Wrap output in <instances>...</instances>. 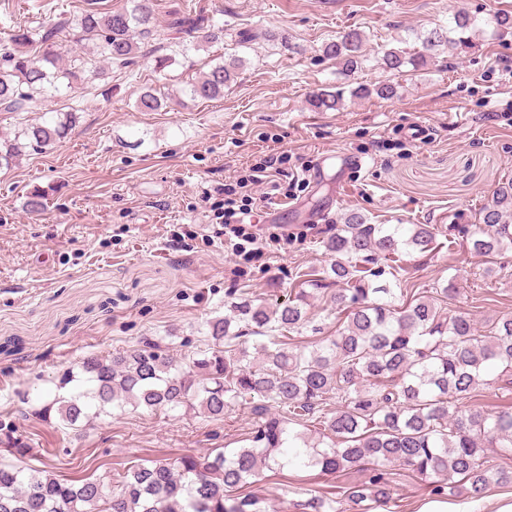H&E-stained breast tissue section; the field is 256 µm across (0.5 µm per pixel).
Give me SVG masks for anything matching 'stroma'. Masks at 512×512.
Listing matches in <instances>:
<instances>
[{
    "instance_id": "obj_1",
    "label": "stroma",
    "mask_w": 512,
    "mask_h": 512,
    "mask_svg": "<svg viewBox=\"0 0 512 512\" xmlns=\"http://www.w3.org/2000/svg\"><path fill=\"white\" fill-rule=\"evenodd\" d=\"M127 2L0 0V44L20 25L38 29L91 4ZM154 9L151 45L173 64L156 72L149 54L45 99L41 112L77 111L76 126L53 149L0 168V461L14 462V449L23 448L29 466L48 463L71 480L110 463L243 446L254 420L240 408L221 421L191 411L104 415L77 433L53 417L22 421L16 413L52 398L58 378L89 354L130 350L154 336L188 358L205 349L206 323L225 315L228 302H287L303 273L326 264L323 241L345 211L373 224L434 226L437 248L404 256L395 287L422 292L455 281L445 307L470 313L481 330L512 316V257L477 256L449 240L451 225L474 223L512 178V123L498 115L512 101V35H480L468 52L439 55L416 71L394 75L378 64L387 48L421 50L429 32L452 27L458 10L481 22L512 12V0H154ZM189 12L223 24V41L184 49L169 23ZM350 28L364 35V57L349 73L321 48ZM232 43L246 63L223 98L182 94ZM383 80L397 90L392 99L351 98L358 85ZM149 87L168 93L165 108L137 110ZM337 89L347 93L343 108L311 107L314 95ZM420 126L428 136L412 139ZM327 152L363 166L316 180ZM281 154L301 184L294 197L254 209L253 222L307 238L248 262L225 248L212 222L215 189L256 159ZM36 186L49 196L33 215L24 202ZM184 226L194 238L176 240ZM391 472L390 501L370 512H419L432 498L427 483L399 466ZM369 476L361 467L345 478L288 465L263 469L249 489L277 512H295L309 495L338 497Z\"/></svg>"
}]
</instances>
